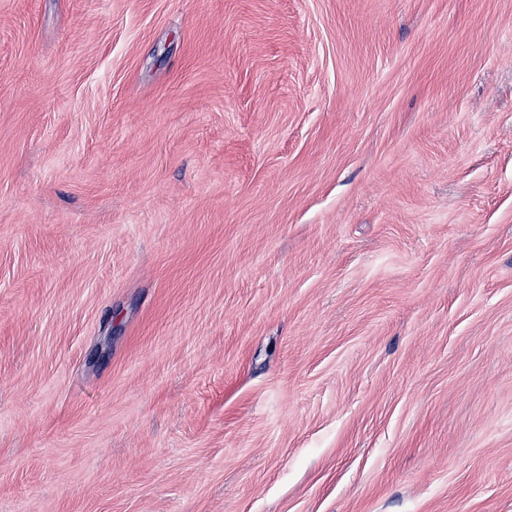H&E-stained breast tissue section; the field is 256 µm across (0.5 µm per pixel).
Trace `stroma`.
Wrapping results in <instances>:
<instances>
[{
	"label": "stroma",
	"instance_id": "1",
	"mask_svg": "<svg viewBox=\"0 0 512 512\" xmlns=\"http://www.w3.org/2000/svg\"><path fill=\"white\" fill-rule=\"evenodd\" d=\"M0 512H512V0H0Z\"/></svg>",
	"mask_w": 512,
	"mask_h": 512
}]
</instances>
